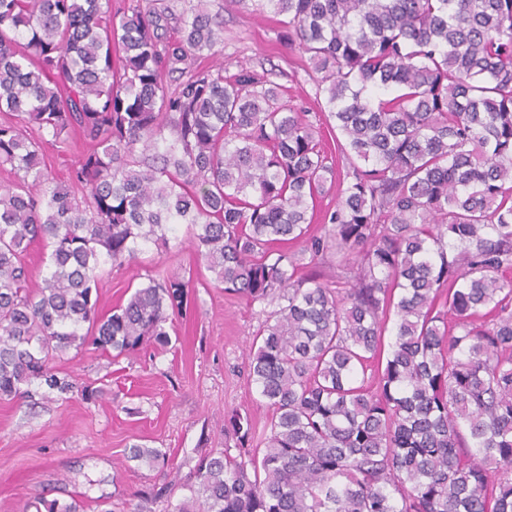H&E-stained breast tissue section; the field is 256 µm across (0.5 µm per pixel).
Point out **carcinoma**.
<instances>
[{"mask_svg":"<svg viewBox=\"0 0 512 512\" xmlns=\"http://www.w3.org/2000/svg\"><path fill=\"white\" fill-rule=\"evenodd\" d=\"M241 2L307 56L317 111L271 70L198 63L223 44L209 0H0V399L71 391L50 364L72 348L167 347L190 280L153 272L105 314L93 288L186 224L264 305L248 378L270 415L253 451L231 414L234 446L165 512H512V0ZM76 132L60 181L42 149Z\"/></svg>","mask_w":512,"mask_h":512,"instance_id":"cac0c4a2","label":"carcinoma"}]
</instances>
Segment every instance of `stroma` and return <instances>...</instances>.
Masks as SVG:
<instances>
[{
    "label": "stroma",
    "mask_w": 512,
    "mask_h": 512,
    "mask_svg": "<svg viewBox=\"0 0 512 512\" xmlns=\"http://www.w3.org/2000/svg\"><path fill=\"white\" fill-rule=\"evenodd\" d=\"M224 19L222 60L232 71L245 63L280 71L297 104L313 107L317 86L306 59L280 38L270 14L240 0H210ZM149 246L136 265L106 271L99 283L101 311L126 302L149 269L190 278V305L169 328L172 343L119 355L93 348L68 351L53 371L77 388L49 396L44 386H22L0 400V512H19L39 499H80L83 512H164L179 500L181 482L198 460L224 447L231 412L264 427L267 410L248 379L247 353L260 304L230 296L191 247ZM93 398H85V391ZM140 444L165 454L152 467L127 459Z\"/></svg>",
    "instance_id": "stroma-1"
}]
</instances>
